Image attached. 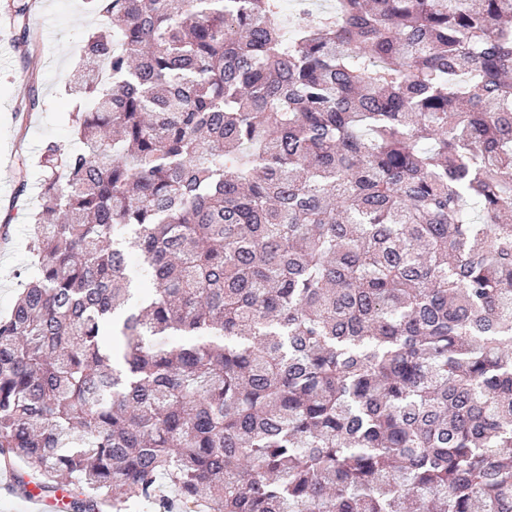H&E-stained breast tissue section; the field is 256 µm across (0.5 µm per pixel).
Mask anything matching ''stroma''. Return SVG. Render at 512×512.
Returning <instances> with one entry per match:
<instances>
[{
    "mask_svg": "<svg viewBox=\"0 0 512 512\" xmlns=\"http://www.w3.org/2000/svg\"><path fill=\"white\" fill-rule=\"evenodd\" d=\"M10 0H0V234L8 247L0 252V316L12 309L30 264L32 227L26 217L36 205L47 143L75 148L66 93L80 62L88 33L105 27L104 18L87 12L83 0H41L29 19L34 48L24 53L9 19ZM27 160L25 186L14 166Z\"/></svg>",
    "mask_w": 512,
    "mask_h": 512,
    "instance_id": "obj_1",
    "label": "stroma"
}]
</instances>
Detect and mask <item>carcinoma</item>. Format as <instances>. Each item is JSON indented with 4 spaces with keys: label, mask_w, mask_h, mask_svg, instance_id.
Returning a JSON list of instances; mask_svg holds the SVG:
<instances>
[{
    "label": "carcinoma",
    "mask_w": 512,
    "mask_h": 512,
    "mask_svg": "<svg viewBox=\"0 0 512 512\" xmlns=\"http://www.w3.org/2000/svg\"><path fill=\"white\" fill-rule=\"evenodd\" d=\"M316 4L86 0L0 318L71 512H512V0Z\"/></svg>",
    "instance_id": "carcinoma-1"
}]
</instances>
